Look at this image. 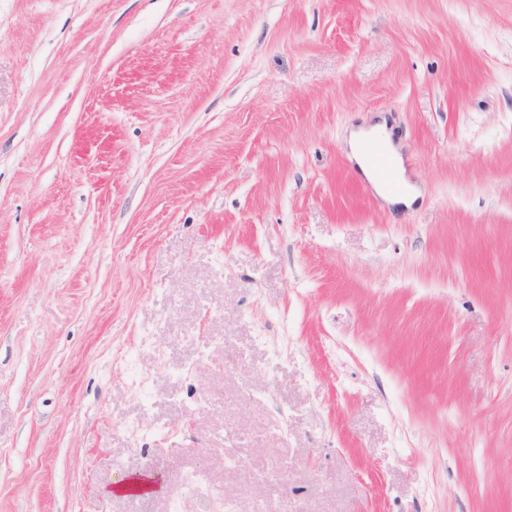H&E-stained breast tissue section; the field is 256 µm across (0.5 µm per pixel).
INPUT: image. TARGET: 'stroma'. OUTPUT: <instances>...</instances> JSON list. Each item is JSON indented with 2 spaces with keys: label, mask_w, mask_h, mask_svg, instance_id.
<instances>
[{
  "label": "stroma",
  "mask_w": 512,
  "mask_h": 512,
  "mask_svg": "<svg viewBox=\"0 0 512 512\" xmlns=\"http://www.w3.org/2000/svg\"><path fill=\"white\" fill-rule=\"evenodd\" d=\"M381 122L408 209L349 158ZM190 480L512 512V0H0V512ZM375 133H376V140L373 142H370L367 140L368 134L366 132H364L363 130L353 133L351 136L350 142H349L350 150H351L354 158L357 160L362 173L374 184V186L377 190V193L383 199L391 200L392 198H390L387 194L382 192L373 173L370 171V169L366 165L365 153H364L365 147L369 146V145H372L373 148H378L381 145L385 146L390 151L394 160L396 161L400 175H401L402 179L404 180V178H403V174H404L403 162H402L401 156L399 155V153L397 152V150L395 149V147L393 145L391 134H390V132L387 131L386 123L377 125L375 127ZM404 182L406 184V192L403 194V197L400 201L404 205L408 206L417 198V196L419 195V190L415 186L408 184L405 180H404Z\"/></svg>",
  "instance_id": "obj_1"
}]
</instances>
